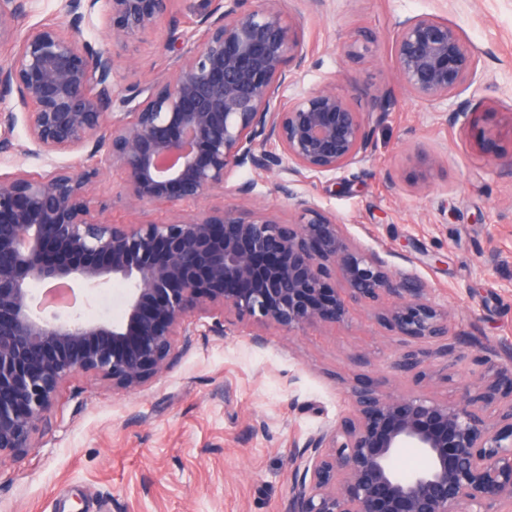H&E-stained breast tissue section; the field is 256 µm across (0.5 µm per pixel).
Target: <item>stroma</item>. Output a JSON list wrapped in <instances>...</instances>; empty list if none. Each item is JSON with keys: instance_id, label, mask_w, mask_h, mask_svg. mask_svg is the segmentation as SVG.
<instances>
[{"instance_id": "obj_1", "label": "stroma", "mask_w": 512, "mask_h": 512, "mask_svg": "<svg viewBox=\"0 0 512 512\" xmlns=\"http://www.w3.org/2000/svg\"><path fill=\"white\" fill-rule=\"evenodd\" d=\"M423 14L458 27L478 57L461 94L476 113L468 128L449 129L440 110L393 80L396 25ZM166 34L162 24L115 46L116 84L165 75ZM305 44L306 67L282 98L328 85L359 112L386 92L396 105L372 124L364 162L308 179L300 192L336 215L354 243L427 281L472 351L512 344V0H324ZM248 178L256 188L242 201L231 187ZM228 182L183 212L241 204L291 220L275 177L240 169ZM94 186L113 223L172 213L154 203L133 214L118 169L100 172ZM211 324H193L189 344H177L171 366L140 391L116 394L89 376L65 385L34 448L0 464V512H281L290 452L347 412L348 384L455 398L469 378L462 366L446 384L398 379L392 362L407 341L366 304L353 305L342 326L269 329L261 346L249 320L223 335Z\"/></svg>"}]
</instances>
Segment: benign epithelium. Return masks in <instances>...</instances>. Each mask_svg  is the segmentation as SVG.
I'll list each match as a JSON object with an SVG mask.
<instances>
[{"instance_id":"7a95c632","label":"benign epithelium","mask_w":512,"mask_h":512,"mask_svg":"<svg viewBox=\"0 0 512 512\" xmlns=\"http://www.w3.org/2000/svg\"><path fill=\"white\" fill-rule=\"evenodd\" d=\"M31 0H0V154L53 157L90 148L91 168L0 175V462L33 447L61 388L79 376L133 392L168 368L192 318L231 317L290 332L349 321V302L371 304L395 334L434 348L406 347L393 368L416 380L448 382L465 358L448 310L416 274L394 272L381 252L355 244L336 217L293 188L365 161L370 124L395 107L389 93L370 112L324 85L284 103L307 53L305 12L269 0H210L191 22L174 0H61L59 20L20 32ZM101 17L111 45L81 37ZM168 19L170 76L148 85L114 83L113 45H126ZM393 79L418 101L443 105L473 84L477 58L459 29L433 15L398 23ZM467 101L448 111L464 128ZM23 123L35 149L17 142ZM117 168L133 212L173 208L224 189L248 168L290 176L275 188L295 221L236 207L175 212L162 222L112 223L94 205L93 178ZM126 285L122 315L47 316L34 306L79 284ZM458 399L347 389L351 409L336 426L294 446L283 512H512V347L486 348ZM432 357L446 360L428 373Z\"/></svg>"}]
</instances>
